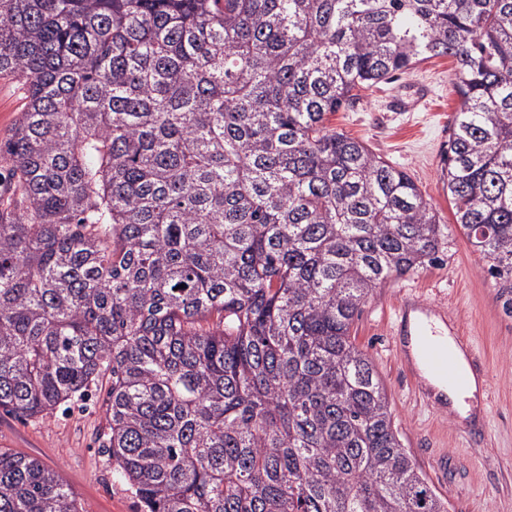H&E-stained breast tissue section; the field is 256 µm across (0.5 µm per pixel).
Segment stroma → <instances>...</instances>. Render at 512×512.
<instances>
[{"label":"stroma","mask_w":512,"mask_h":512,"mask_svg":"<svg viewBox=\"0 0 512 512\" xmlns=\"http://www.w3.org/2000/svg\"><path fill=\"white\" fill-rule=\"evenodd\" d=\"M453 68L452 58H432L362 91L331 119L407 171L442 223L452 225L454 237L444 260L376 288L351 334L374 362L405 448L448 512H512V313L504 309L486 261L454 228L441 180V153L459 103ZM399 98L411 102V109H397ZM411 288L424 305L456 308L463 331L485 355L491 397L482 439H470L457 415L430 407L400 365L389 330L403 291ZM108 388V381H100L91 396L33 419L0 409V448L56 471L84 512H140L134 491L113 475L112 462L101 451L108 433Z\"/></svg>","instance_id":"35a3bbf8"}]
</instances>
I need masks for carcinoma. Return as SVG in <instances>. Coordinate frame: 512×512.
<instances>
[{"label": "carcinoma", "instance_id": "cac0c4a2", "mask_svg": "<svg viewBox=\"0 0 512 512\" xmlns=\"http://www.w3.org/2000/svg\"><path fill=\"white\" fill-rule=\"evenodd\" d=\"M442 56L443 187L512 313V0H0V409L109 376L143 512H447L350 329L452 234L330 124ZM0 512L81 510L0 448ZM25 104L26 94L22 84L14 79L0 78V141L8 136Z\"/></svg>", "mask_w": 512, "mask_h": 512}]
</instances>
